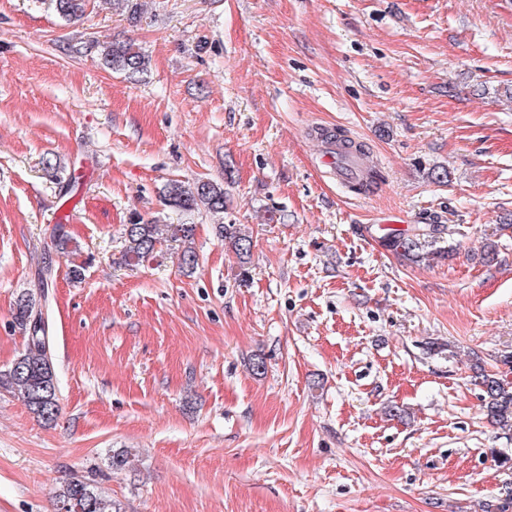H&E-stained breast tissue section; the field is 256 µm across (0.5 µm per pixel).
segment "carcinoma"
I'll return each instance as SVG.
<instances>
[{
	"mask_svg": "<svg viewBox=\"0 0 512 512\" xmlns=\"http://www.w3.org/2000/svg\"><path fill=\"white\" fill-rule=\"evenodd\" d=\"M67 23L81 19L88 6V0H42ZM84 48L93 50L108 69L120 71L128 77L148 71L149 58L132 42L114 38L110 41L91 40ZM165 202L186 213L205 210L212 215L224 214V187L200 180L185 186L171 182L163 189ZM171 237L182 243L179 255L180 272L188 275L198 264L193 247L196 225H169ZM218 240L229 244L240 261H245L251 252L252 239L239 224H216ZM381 239L385 246L411 262L426 259L423 248L426 239L441 233L442 225L426 224L411 231L382 227ZM163 228L141 216L125 225V250L123 257L129 264H138L152 255L161 243ZM55 248L64 252L77 253L78 245L72 243L65 226L56 225L53 232ZM13 324L26 337L24 350L6 370H0V388H6L23 399L32 412L46 423L54 422L59 414L58 385L53 364L46 360L48 345V324L42 316L37 300L28 295L18 296ZM474 385L483 393L487 416L500 428L512 430V382L495 373L488 372L481 364L474 367ZM56 512H124L120 503L102 488L79 475L71 476L59 488L56 496Z\"/></svg>",
	"mask_w": 512,
	"mask_h": 512,
	"instance_id": "obj_1",
	"label": "carcinoma"
}]
</instances>
